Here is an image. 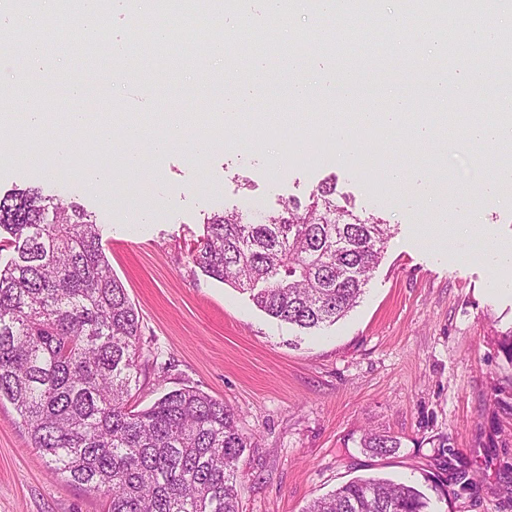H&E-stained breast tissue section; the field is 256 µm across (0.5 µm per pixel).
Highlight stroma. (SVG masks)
I'll use <instances>...</instances> for the list:
<instances>
[{"label":"stroma","mask_w":512,"mask_h":512,"mask_svg":"<svg viewBox=\"0 0 512 512\" xmlns=\"http://www.w3.org/2000/svg\"><path fill=\"white\" fill-rule=\"evenodd\" d=\"M103 27V40H77L96 67L69 49L51 50L50 74L23 83V94H35L51 113L68 84L84 81L102 89L84 104L94 119L145 115L154 135L181 113L219 111L228 94L214 82L222 62L156 61L116 80L110 47L127 39L130 20L109 15ZM376 50L359 72L367 92H395L421 106L411 92L425 85L422 68L389 45ZM314 138L322 154L310 161L301 147ZM399 140L396 152L387 131L364 132L363 151L375 161L365 174L343 146L304 121L289 123L284 134L244 125L198 155L178 143L162 159L145 155L136 174L82 141L77 167L110 166V194L85 186L77 167L49 155L0 159L1 191L38 186L80 203L100 224L109 266L140 316L142 374L132 405L144 408L193 386L234 410L249 438L236 463L240 512H303L338 485L376 474L419 488L432 512H512V361L501 348L512 331V291L492 289L498 270L483 255L461 251L444 230L482 224L497 243L511 244L512 198L463 200L470 182L459 175L447 210L403 209L383 179L387 167L429 156L434 177L456 171L468 155L406 134ZM329 176L357 213L392 229L358 305L335 324L301 330L274 320L247 294L191 264L207 214L235 208L264 215L284 198L307 199ZM135 205L146 211L143 223L131 219ZM369 431L398 438L399 448L371 455L362 446ZM462 472L476 478L477 489H459ZM109 501L107 493L51 475L13 406L0 403V512H107Z\"/></svg>","instance_id":"stroma-1"}]
</instances>
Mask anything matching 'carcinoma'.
Here are the masks:
<instances>
[{"mask_svg": "<svg viewBox=\"0 0 512 512\" xmlns=\"http://www.w3.org/2000/svg\"><path fill=\"white\" fill-rule=\"evenodd\" d=\"M253 38L278 51L272 33ZM189 258L209 277L250 293L268 316L301 329L334 323L359 302L391 225L363 217L323 181L302 201L253 219L237 209L204 218ZM0 400L13 405L54 475L111 494L108 512H239L236 461L248 438L233 410L185 386L143 409L140 316L105 258L100 226L79 204L37 188L0 193ZM375 455L397 438L368 434ZM305 512H429L421 492L357 478Z\"/></svg>", "mask_w": 512, "mask_h": 512, "instance_id": "obj_1", "label": "carcinoma"}]
</instances>
